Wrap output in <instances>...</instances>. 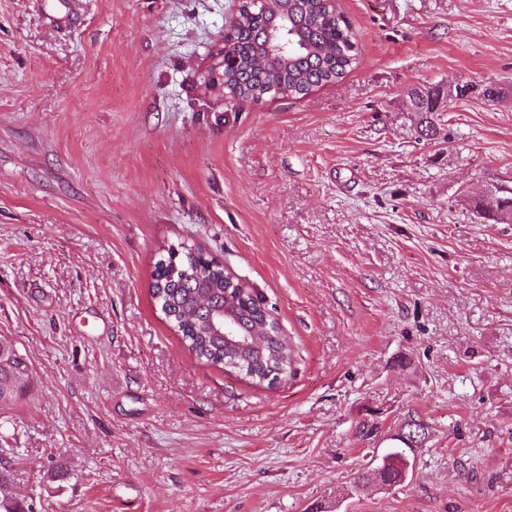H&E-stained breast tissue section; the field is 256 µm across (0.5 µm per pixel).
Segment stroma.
Instances as JSON below:
<instances>
[{
  "label": "stroma",
  "instance_id": "35a3bbf8",
  "mask_svg": "<svg viewBox=\"0 0 512 512\" xmlns=\"http://www.w3.org/2000/svg\"><path fill=\"white\" fill-rule=\"evenodd\" d=\"M237 0H0V473L30 512H512V0H336L358 60L233 101ZM469 86L418 133L406 90ZM501 88L487 100L486 86ZM187 245L254 288L291 376L204 365L150 295ZM416 416L405 481L359 482ZM378 431L363 433L364 424ZM475 206L485 215V219L496 223H512V188L495 187ZM27 364L7 340L0 339V402L15 399L26 390Z\"/></svg>",
  "mask_w": 512,
  "mask_h": 512
}]
</instances>
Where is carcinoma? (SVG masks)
Segmentation results:
<instances>
[{
    "label": "carcinoma",
    "instance_id": "obj_1",
    "mask_svg": "<svg viewBox=\"0 0 512 512\" xmlns=\"http://www.w3.org/2000/svg\"><path fill=\"white\" fill-rule=\"evenodd\" d=\"M354 34L332 0H243L238 19L224 33V93L230 99L259 100L267 94L301 98L316 88L334 84L356 64ZM411 110L422 114L426 136L437 134L434 120L440 111L441 89L408 90ZM475 206L485 219L512 223V188L499 186ZM204 253L183 246L156 264L151 295L161 314L181 336L185 349L198 361L238 370L256 383L273 372H293L294 349L278 320L228 269L211 268ZM236 326L240 336H257L264 345L242 348L209 331L213 311ZM27 364L0 339V402L26 390ZM392 436L396 448L388 456L410 460V453L427 439V424L411 418Z\"/></svg>",
    "mask_w": 512,
    "mask_h": 512
}]
</instances>
